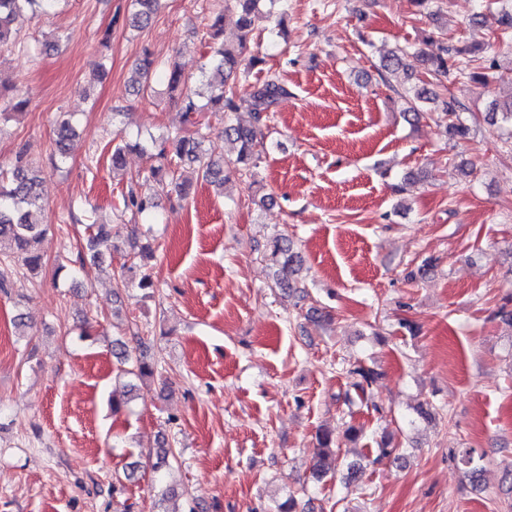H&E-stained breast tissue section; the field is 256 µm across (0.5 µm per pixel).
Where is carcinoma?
I'll return each mask as SVG.
<instances>
[{"label":"carcinoma","instance_id":"1","mask_svg":"<svg viewBox=\"0 0 512 512\" xmlns=\"http://www.w3.org/2000/svg\"><path fill=\"white\" fill-rule=\"evenodd\" d=\"M263 1L271 6L279 2L234 0L238 13L237 27L240 31L239 48H229L222 44L214 50L211 59L212 75L207 79L210 96L206 103H199L194 93L184 89L178 66H172L167 74L168 90L177 94L179 110L184 113L185 118L189 119L199 112L224 113V136L238 144L235 164L239 166V170L248 173L257 167L260 159L258 130L252 125L234 124L233 114L245 107L259 121L262 113L272 111L278 101L288 95V87L276 76H268L251 85L243 95L239 94L236 85L229 84V80L235 78L238 72L248 73L258 64L256 59L247 65L243 64L242 53ZM57 2L58 0H0V50L23 48L19 23L30 15L50 14ZM160 8L161 0H132L129 26L135 30L145 28L156 17ZM493 19L496 24L495 38L506 39L512 35V8L498 10ZM407 54V48H397L382 62L381 68L391 72L404 67ZM422 62L427 74L438 81L445 79L451 83L467 78L483 87L505 81V74L496 59L478 56V49L460 40L437 45L435 51L422 54ZM152 67L153 61L148 57L137 64L130 77V86L134 90L140 92L149 88ZM402 98L406 103L405 115L416 118L422 112L423 104H439L447 120L446 132L449 136L465 139L470 134V127L461 118L459 105L451 99L447 101L440 98L427 84L412 86L402 94ZM28 104L29 100L26 98L7 97L0 92V115L9 110L22 111ZM73 134L70 120L60 118L57 121L53 146L63 158L68 153ZM204 138L205 133L198 128L192 134H168L166 145L156 153L140 143L135 144V147L152 161L149 171L154 180L161 185L170 184L176 191L185 194L195 180H202L216 187L224 186L226 181L224 161L203 158ZM41 181V170L21 151L15 155L10 170H0V246L8 244L12 257L31 271L42 264V255L37 244L49 228L42 219L44 208L39 192ZM123 204L134 215L145 213L154 207L153 199L139 193L133 182L123 194ZM90 228L92 232L87 238L85 249L77 252L74 259L81 266L88 261L94 264L103 262L102 254L96 251V242L111 233V227L107 224L92 223ZM266 257L277 267L279 287L284 290L293 289V282L297 281L302 267L288 236H274L266 246ZM118 346L117 359L122 364L132 365L127 373L139 377L154 373V368L144 360L133 359L125 344L120 342ZM347 373L354 379L352 387L358 400L362 403L368 402L370 390L379 373L362 364L350 367ZM335 445V431H319L314 466L317 477L322 478L335 471Z\"/></svg>","mask_w":512,"mask_h":512}]
</instances>
